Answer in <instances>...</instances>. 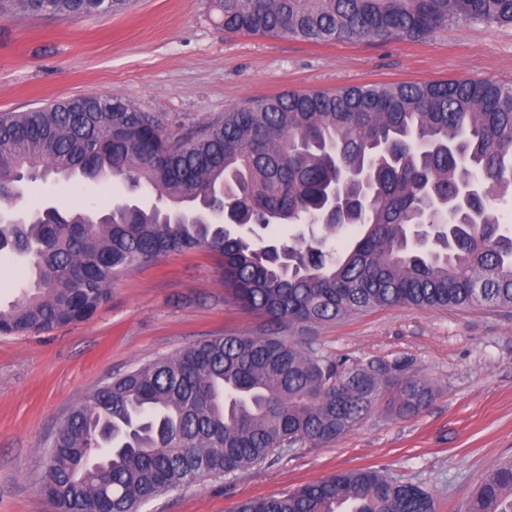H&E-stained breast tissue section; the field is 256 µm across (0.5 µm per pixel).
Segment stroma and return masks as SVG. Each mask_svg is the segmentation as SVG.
<instances>
[{"instance_id":"stroma-1","label":"stroma","mask_w":512,"mask_h":512,"mask_svg":"<svg viewBox=\"0 0 512 512\" xmlns=\"http://www.w3.org/2000/svg\"><path fill=\"white\" fill-rule=\"evenodd\" d=\"M493 79L512 83V27L459 22L418 41L310 44L229 34L209 0H134L120 14L0 19V112L87 94L121 95L166 129L294 90ZM148 191L91 180H39L14 213L57 201L88 209ZM269 319L241 307L204 249L169 253L123 273L87 321L0 336V512H50L41 460L68 412L101 382L214 336L261 335ZM299 339L336 361H406L429 380L424 409L398 416L381 401L333 443L163 492L139 512H235L339 471L370 468L429 490L437 512H464L483 476L512 456V313L399 305L311 328Z\"/></svg>"}]
</instances>
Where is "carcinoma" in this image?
Masks as SVG:
<instances>
[{"label": "carcinoma", "instance_id": "1", "mask_svg": "<svg viewBox=\"0 0 512 512\" xmlns=\"http://www.w3.org/2000/svg\"><path fill=\"white\" fill-rule=\"evenodd\" d=\"M132 0H0L66 18L118 14ZM224 31L336 40H421L453 22L512 26V0H211ZM119 179L156 194L106 213L47 204L0 225V251L27 258L23 296L0 335L85 321L122 273L204 248L243 308L288 329L407 305L512 309V229L489 200L512 198V84L492 79L288 91L167 133L118 95L0 113V202L30 177ZM464 181L477 197L448 214ZM224 197L229 218L215 221ZM318 224L264 245L239 229ZM357 233L327 247L344 227ZM411 415L431 383L401 362L338 364L266 334L218 336L112 378L53 436L40 483L54 512H138L161 492L221 478L298 445L349 433L386 395ZM108 458L105 468L95 466ZM237 512H435L420 485L343 471ZM466 512H512V459L482 479Z\"/></svg>", "mask_w": 512, "mask_h": 512}]
</instances>
